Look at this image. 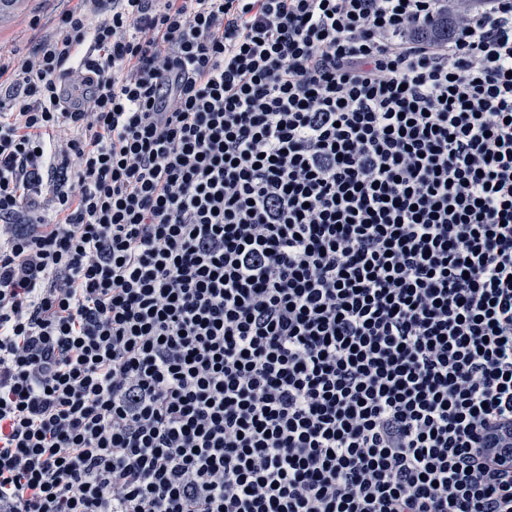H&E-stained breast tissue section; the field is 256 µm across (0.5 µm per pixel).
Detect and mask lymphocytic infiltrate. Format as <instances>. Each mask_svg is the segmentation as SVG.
Instances as JSON below:
<instances>
[{"instance_id": "1", "label": "lymphocytic infiltrate", "mask_w": 512, "mask_h": 512, "mask_svg": "<svg viewBox=\"0 0 512 512\" xmlns=\"http://www.w3.org/2000/svg\"><path fill=\"white\" fill-rule=\"evenodd\" d=\"M443 7L18 15L0 512H512V0Z\"/></svg>"}]
</instances>
